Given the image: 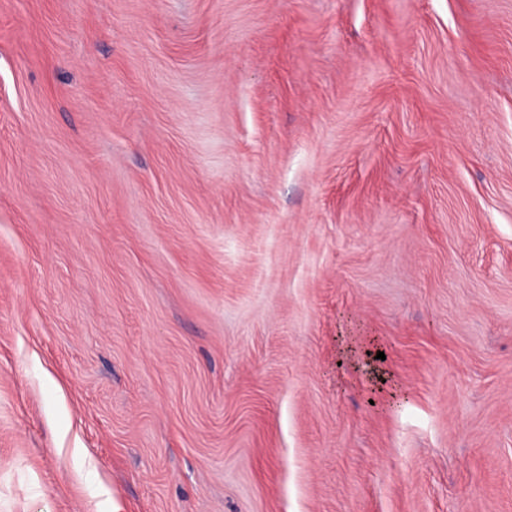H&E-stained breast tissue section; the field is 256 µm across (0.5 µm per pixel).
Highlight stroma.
I'll list each match as a JSON object with an SVG mask.
<instances>
[{
    "mask_svg": "<svg viewBox=\"0 0 512 512\" xmlns=\"http://www.w3.org/2000/svg\"><path fill=\"white\" fill-rule=\"evenodd\" d=\"M0 512H512V0H0Z\"/></svg>",
    "mask_w": 512,
    "mask_h": 512,
    "instance_id": "35a3bbf8",
    "label": "stroma"
}]
</instances>
